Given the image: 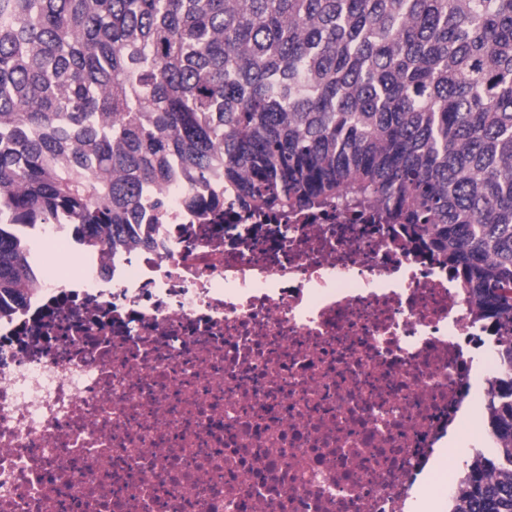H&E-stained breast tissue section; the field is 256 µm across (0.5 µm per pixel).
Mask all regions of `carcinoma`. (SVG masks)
I'll use <instances>...</instances> for the list:
<instances>
[{
  "mask_svg": "<svg viewBox=\"0 0 512 512\" xmlns=\"http://www.w3.org/2000/svg\"><path fill=\"white\" fill-rule=\"evenodd\" d=\"M210 173L245 209L374 201L446 259L502 374L465 512H512V0H0V311L38 228L93 255Z\"/></svg>",
  "mask_w": 512,
  "mask_h": 512,
  "instance_id": "obj_1",
  "label": "carcinoma"
}]
</instances>
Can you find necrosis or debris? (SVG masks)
Wrapping results in <instances>:
<instances>
[{"label":"necrosis or debris","mask_w":512,"mask_h":512,"mask_svg":"<svg viewBox=\"0 0 512 512\" xmlns=\"http://www.w3.org/2000/svg\"><path fill=\"white\" fill-rule=\"evenodd\" d=\"M135 241L44 233L0 313V512H422L432 462L499 376L486 324L399 226L270 219L174 190Z\"/></svg>","instance_id":"4bbe7bcc"}]
</instances>
